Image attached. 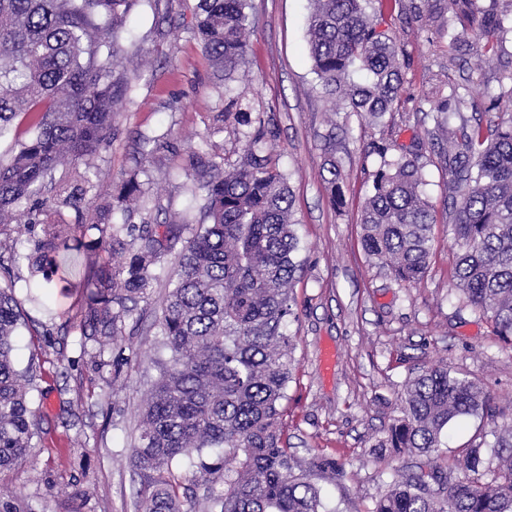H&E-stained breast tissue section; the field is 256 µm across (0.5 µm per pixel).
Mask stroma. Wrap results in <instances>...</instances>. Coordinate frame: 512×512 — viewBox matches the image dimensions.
<instances>
[{"label": "stroma", "mask_w": 512, "mask_h": 512, "mask_svg": "<svg viewBox=\"0 0 512 512\" xmlns=\"http://www.w3.org/2000/svg\"><path fill=\"white\" fill-rule=\"evenodd\" d=\"M198 0H142L117 38L122 65L138 79L118 112L112 141L102 153L98 193L114 192L122 174L139 168L145 144L157 145L146 177L153 207L145 216L165 222L192 219V182L181 168L191 149L236 164L252 126L219 112L234 109L261 118L280 171L293 192L300 239L292 296L295 368L283 402L284 437L297 457L331 454L345 464L342 483L321 481L334 512H368L406 455L379 457L376 440L402 415L400 394L412 372L443 359L482 380L497 408L495 420L466 416L448 427L442 453L457 455L493 425L512 421V345L490 320L464 307L453 286L448 198L454 189L432 152H424L425 192L436 216L435 247L421 282L397 281L360 244V209L380 165L372 144L388 158L425 145L433 102L449 84L465 88L467 116L484 109L498 80L512 71V33L505 53L485 66L483 41L472 30L433 34V25L409 11L427 0H372L383 28L399 42L403 92L395 111L372 124L335 110L325 97L308 53L309 0H250L255 28L245 67L219 80L193 31ZM465 61L449 65L456 48ZM334 157L344 177L345 204L331 205L323 166ZM15 297L25 316L15 341L19 370H32L39 433L22 465L0 473V498L34 512H137L140 479L130 453L139 410L158 376L152 363L160 339L156 320L166 294L157 283L122 325L113 355L123 360L112 398L102 388L111 368L93 370L84 338L69 318L79 295L54 276L48 308L28 299L26 267Z\"/></svg>", "instance_id": "1"}]
</instances>
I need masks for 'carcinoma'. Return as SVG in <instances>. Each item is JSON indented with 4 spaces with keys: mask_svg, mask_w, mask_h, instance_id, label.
Wrapping results in <instances>:
<instances>
[{
    "mask_svg": "<svg viewBox=\"0 0 512 512\" xmlns=\"http://www.w3.org/2000/svg\"><path fill=\"white\" fill-rule=\"evenodd\" d=\"M140 0H0V472L28 456L37 436L30 406L34 376L15 368L21 322L14 269L27 261L29 285L49 272L74 273L86 288L76 311L82 335L95 343L96 365L121 335L129 304L158 280L174 246L159 326L168 359L143 408L131 460L145 483L140 512H185L189 488L174 474L207 484V512H329L319 479L340 483L334 457L297 458L283 438L281 404L295 366L286 326L299 264L293 197L284 174L248 137L239 161L188 151L182 169L202 203L198 219L115 224L148 194L140 171L97 204L101 151L112 139L119 103L132 89L116 37ZM307 36L314 71L336 110L376 123L393 111L403 85L399 47L380 29L370 0H311ZM429 15L445 35L466 23L485 40L483 60L501 56L503 15L480 0H434ZM248 0H198L193 26L212 64L229 75L247 63ZM363 71V83L351 80ZM456 86L434 108L435 155L459 195L452 221L454 286L462 303L488 316L512 344V116L469 124ZM381 158L360 211L364 252L409 285L426 275L435 246V215L422 197V155ZM331 203L342 202V174L325 160ZM28 251L20 252V237ZM75 244H69V241ZM106 253L119 260L100 261ZM402 417L375 447L429 457L448 424L462 416L493 418L483 383L439 361L410 377ZM462 449L451 466L419 462L401 470L368 512H512V422Z\"/></svg>",
    "mask_w": 512,
    "mask_h": 512,
    "instance_id": "1",
    "label": "carcinoma"
}]
</instances>
